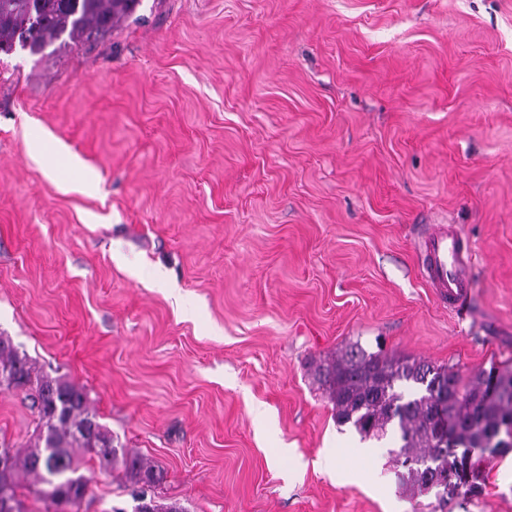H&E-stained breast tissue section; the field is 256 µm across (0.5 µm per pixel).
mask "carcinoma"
Here are the masks:
<instances>
[{
  "label": "carcinoma",
  "mask_w": 512,
  "mask_h": 512,
  "mask_svg": "<svg viewBox=\"0 0 512 512\" xmlns=\"http://www.w3.org/2000/svg\"><path fill=\"white\" fill-rule=\"evenodd\" d=\"M140 0H0V55L16 51L40 55L53 46L75 44L108 34L129 17ZM314 378L325 391L339 424H350L363 438L380 437L395 424L403 445L398 457L407 481L426 491L436 478L434 463L444 455L436 436L440 417L453 427L460 457L512 437V373H482L462 382L446 365L399 357L353 345L320 361ZM0 391H22L38 419L36 438L24 452L0 446V512H24L19 477L43 512H84L89 479L77 451L91 455L101 469L122 466L123 479L151 487L159 468L114 442L91 409L85 388L61 376L39 374L26 354L0 336ZM135 512H185L178 502L160 504L137 497Z\"/></svg>",
  "instance_id": "cac0c4a2"
}]
</instances>
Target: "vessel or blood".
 Segmentation results:
<instances>
[{
  "instance_id": "1",
  "label": "vessel or blood",
  "mask_w": 512,
  "mask_h": 512,
  "mask_svg": "<svg viewBox=\"0 0 512 512\" xmlns=\"http://www.w3.org/2000/svg\"><path fill=\"white\" fill-rule=\"evenodd\" d=\"M421 271L437 295L447 300L451 310L462 311L469 294L466 271L472 260V248L460 227L444 224L419 236L417 241Z\"/></svg>"
}]
</instances>
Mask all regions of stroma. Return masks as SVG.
<instances>
[{
    "instance_id": "1",
    "label": "stroma",
    "mask_w": 512,
    "mask_h": 512,
    "mask_svg": "<svg viewBox=\"0 0 512 512\" xmlns=\"http://www.w3.org/2000/svg\"><path fill=\"white\" fill-rule=\"evenodd\" d=\"M428 224L472 245L465 319L421 274ZM0 336L187 512H512V448L440 503L313 376L356 342L512 371V0H141L4 59ZM35 429L0 391V442ZM84 473L89 512H133Z\"/></svg>"
}]
</instances>
